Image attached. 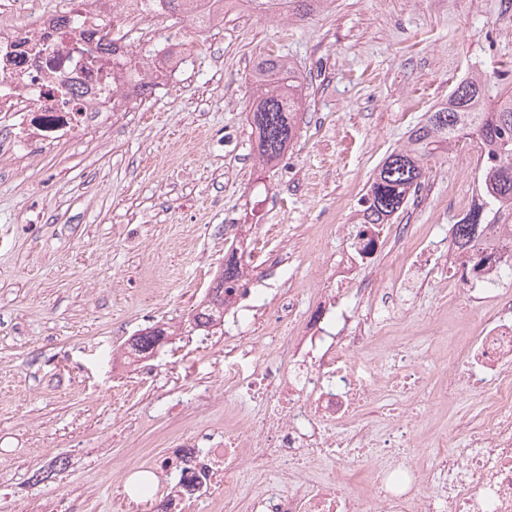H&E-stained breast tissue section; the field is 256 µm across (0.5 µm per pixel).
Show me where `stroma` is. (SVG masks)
I'll use <instances>...</instances> for the list:
<instances>
[{
	"mask_svg": "<svg viewBox=\"0 0 512 512\" xmlns=\"http://www.w3.org/2000/svg\"><path fill=\"white\" fill-rule=\"evenodd\" d=\"M188 63L105 137L60 145L36 161L0 156V512H150L117 479L126 460L153 485L177 431L202 448L224 442V352L266 332L263 312L315 300L317 262L342 266L338 225L379 162L453 85L477 74L486 93L512 87V0H325L300 21L274 6L226 10L221 25L164 15ZM282 55L308 82L305 118L276 170L260 171L251 134L253 68ZM477 186L462 150L429 159L418 196L385 231L375 269L394 268L400 236L451 238ZM252 224L271 265L258 313L223 331H181ZM405 333L433 369L428 323L461 332L480 316L454 281L430 274L401 302ZM179 333L157 358L123 362L125 342L156 323Z\"/></svg>",
	"mask_w": 512,
	"mask_h": 512,
	"instance_id": "1",
	"label": "stroma"
}]
</instances>
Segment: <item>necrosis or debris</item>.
<instances>
[{
	"instance_id": "necrosis-or-debris-1",
	"label": "necrosis or debris",
	"mask_w": 512,
	"mask_h": 512,
	"mask_svg": "<svg viewBox=\"0 0 512 512\" xmlns=\"http://www.w3.org/2000/svg\"><path fill=\"white\" fill-rule=\"evenodd\" d=\"M78 29L56 25L55 13L22 19L0 8V151L33 160L51 146L117 122L136 101L131 72L164 86L181 69L176 34L155 27L162 0H65ZM116 49L95 47L100 36ZM351 240L339 271L344 289L320 292L296 321L285 302L267 322L274 341L249 336L225 360L224 445L178 449V480L160 497L164 512H185L201 481L223 459L212 512H236L239 492L261 485L251 512H512V298L502 236L485 233L478 254L447 248L424 235L406 239L395 270H372L384 241L380 224H344ZM450 268L474 301L493 312L468 335L444 337L447 354L437 381L410 352L393 311L375 301L392 282L408 292L435 268ZM370 299L368 318L349 311L346 286ZM376 331L368 333L366 322ZM388 350L369 357L372 345ZM264 399L248 409L242 396ZM474 400L475 418L448 430L432 412Z\"/></svg>"
}]
</instances>
